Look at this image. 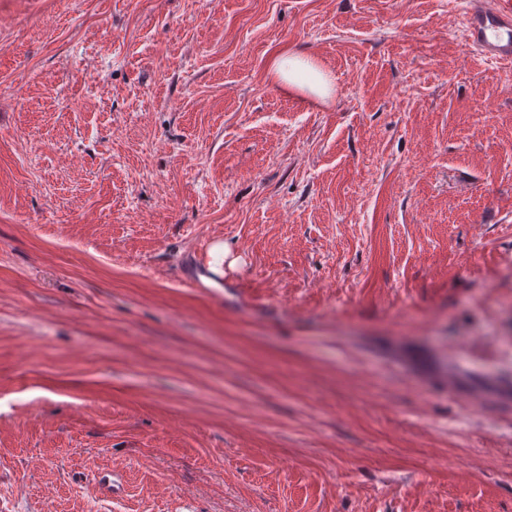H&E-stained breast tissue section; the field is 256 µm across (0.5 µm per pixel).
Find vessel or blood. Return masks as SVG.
<instances>
[{
  "mask_svg": "<svg viewBox=\"0 0 512 512\" xmlns=\"http://www.w3.org/2000/svg\"><path fill=\"white\" fill-rule=\"evenodd\" d=\"M466 33L483 55L512 63V0H477L467 18Z\"/></svg>",
  "mask_w": 512,
  "mask_h": 512,
  "instance_id": "vessel-or-blood-1",
  "label": "vessel or blood"
}]
</instances>
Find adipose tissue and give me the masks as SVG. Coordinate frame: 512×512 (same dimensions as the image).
<instances>
[{
	"instance_id": "obj_1",
	"label": "adipose tissue",
	"mask_w": 512,
	"mask_h": 512,
	"mask_svg": "<svg viewBox=\"0 0 512 512\" xmlns=\"http://www.w3.org/2000/svg\"><path fill=\"white\" fill-rule=\"evenodd\" d=\"M270 70L282 88L307 100L323 102L333 93L332 78L301 51L280 53L273 58Z\"/></svg>"
}]
</instances>
